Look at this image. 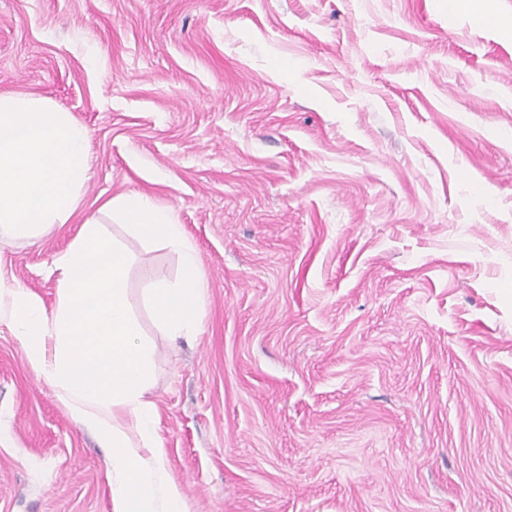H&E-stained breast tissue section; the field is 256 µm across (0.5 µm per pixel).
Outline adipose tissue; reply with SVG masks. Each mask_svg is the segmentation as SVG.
Listing matches in <instances>:
<instances>
[{
	"mask_svg": "<svg viewBox=\"0 0 512 512\" xmlns=\"http://www.w3.org/2000/svg\"><path fill=\"white\" fill-rule=\"evenodd\" d=\"M101 209L133 237L179 252L178 282H153L145 296L167 335H191L207 282L171 212L141 195L113 197ZM130 267L125 248L97 221H86L53 262L56 308L46 311L27 288L0 282V321L9 324L36 378L56 388L70 418L110 448L113 512H188L182 487L165 468L156 406L145 397L153 349L128 307Z\"/></svg>",
	"mask_w": 512,
	"mask_h": 512,
	"instance_id": "obj_1",
	"label": "adipose tissue"
}]
</instances>
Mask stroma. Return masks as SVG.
<instances>
[{"mask_svg": "<svg viewBox=\"0 0 512 512\" xmlns=\"http://www.w3.org/2000/svg\"><path fill=\"white\" fill-rule=\"evenodd\" d=\"M0 92L89 131L69 223L0 240L54 310L84 220L134 256L147 394L189 512H512V35L448 0H0ZM193 335L145 299L176 251ZM109 451L0 323V512H113ZM100 212L112 214V221L140 240L162 241L178 251L181 274L178 282L156 281L145 288L146 300L173 339L190 336L205 303L207 282L197 254L187 242L180 224H176L168 209L156 206L141 195H121L105 201Z\"/></svg>", "mask_w": 512, "mask_h": 512, "instance_id": "obj_1", "label": "stroma"}]
</instances>
